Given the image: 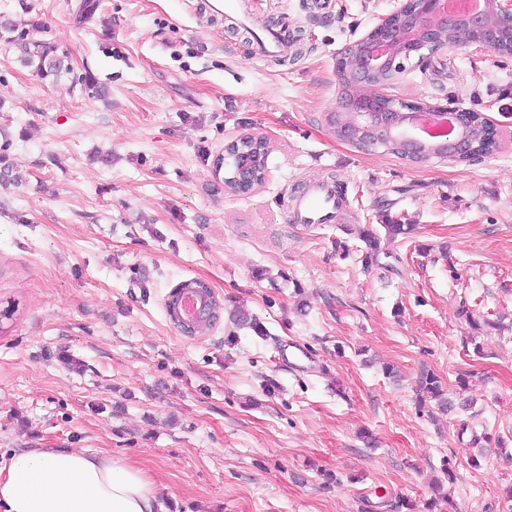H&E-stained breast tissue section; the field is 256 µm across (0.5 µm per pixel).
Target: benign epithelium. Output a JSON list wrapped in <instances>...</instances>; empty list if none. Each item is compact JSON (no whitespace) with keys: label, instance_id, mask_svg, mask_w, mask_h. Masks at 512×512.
<instances>
[{"label":"benign epithelium","instance_id":"benign-epithelium-1","mask_svg":"<svg viewBox=\"0 0 512 512\" xmlns=\"http://www.w3.org/2000/svg\"><path fill=\"white\" fill-rule=\"evenodd\" d=\"M439 0H405L400 8L382 17L379 22L354 42L359 53L351 59V65L343 73L358 105L351 108L355 122L337 130L340 139L352 142L359 140L363 130H370L377 140L393 137L400 128L404 139L419 143L423 136L408 117L423 110L439 113L452 112L455 125L464 124L467 110L451 103L407 102L383 93L389 85L381 77L388 72L392 81H397L406 71V62L417 57L415 66L424 72L429 69L432 58L450 46L485 47L503 55L512 53V0H487V10L466 18L448 17L438 10ZM387 101L386 111L377 112L374 104L379 99ZM437 141L448 159H467L474 155V146L469 139L455 131L445 138L440 134L430 136ZM242 140L254 146L252 161L247 164H233L229 161L230 151L239 147ZM268 147L266 140L252 134L238 135L224 144V152L213 161L214 176L219 182L233 183L229 191L246 194L256 186L258 178L266 171ZM197 293V314L193 321L183 322L175 315L169 317L179 333L188 337L200 335L202 328L214 322L219 315L220 303L210 285L199 280L191 285Z\"/></svg>","mask_w":512,"mask_h":512}]
</instances>
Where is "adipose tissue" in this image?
<instances>
[{
  "label": "adipose tissue",
  "instance_id": "ef3b65f1",
  "mask_svg": "<svg viewBox=\"0 0 512 512\" xmlns=\"http://www.w3.org/2000/svg\"><path fill=\"white\" fill-rule=\"evenodd\" d=\"M0 512H164L156 481L103 453L34 448L0 466Z\"/></svg>",
  "mask_w": 512,
  "mask_h": 512
}]
</instances>
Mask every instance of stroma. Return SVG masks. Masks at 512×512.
<instances>
[{
	"label": "stroma",
	"mask_w": 512,
	"mask_h": 512,
	"mask_svg": "<svg viewBox=\"0 0 512 512\" xmlns=\"http://www.w3.org/2000/svg\"><path fill=\"white\" fill-rule=\"evenodd\" d=\"M79 3L0 0L108 88L43 84L0 41V142L23 176L0 190V463L126 458L167 512H512V56L450 47L403 74L392 95L500 129L472 162L412 163L325 121L338 54L401 0H261L296 38L282 65L197 0ZM241 133L270 152L237 195L212 166ZM317 179L345 187L339 220L285 221ZM393 218L408 231L371 262L361 232ZM193 278L223 309L188 338L165 299ZM424 369L471 409L420 406Z\"/></svg>",
	"instance_id": "stroma-1"
}]
</instances>
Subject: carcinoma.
Here are the masks:
<instances>
[{
	"label": "carcinoma",
	"mask_w": 512,
	"mask_h": 512,
	"mask_svg": "<svg viewBox=\"0 0 512 512\" xmlns=\"http://www.w3.org/2000/svg\"><path fill=\"white\" fill-rule=\"evenodd\" d=\"M39 27L40 22L37 20L21 25L12 18L1 15L0 39L12 45L18 53V62L22 67L30 70L46 84L56 83L73 74L71 53L69 50H61L45 40L33 38L31 32ZM76 82L94 97L103 98L107 95L108 89L99 83L88 70L76 78ZM466 126L477 152L485 155L498 147V134L482 121L478 113H471V120L466 123ZM9 148L10 143L7 141L0 145V186L5 188L12 185L17 186L22 182L16 165L9 158ZM384 230L385 234L382 237L371 229L363 235V240L369 249V258L375 261L382 256L391 257L392 253L385 247V244L391 243L395 238L407 232L405 225L397 219L384 225ZM417 383L421 398L434 401L435 408L443 414L455 410L465 411L470 406L469 400L465 398H448L439 377L430 370L421 371Z\"/></svg>",
	"instance_id": "cac0c4a2"
}]
</instances>
